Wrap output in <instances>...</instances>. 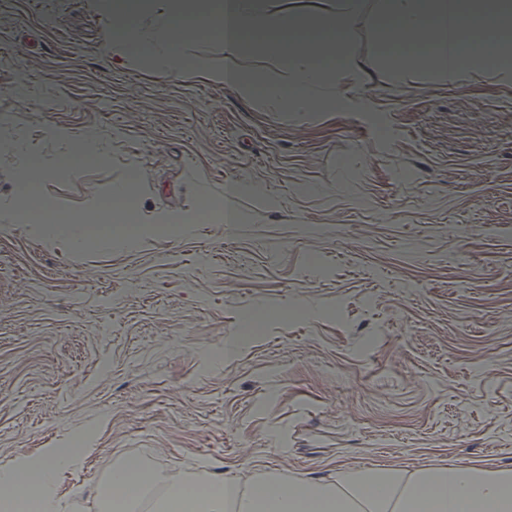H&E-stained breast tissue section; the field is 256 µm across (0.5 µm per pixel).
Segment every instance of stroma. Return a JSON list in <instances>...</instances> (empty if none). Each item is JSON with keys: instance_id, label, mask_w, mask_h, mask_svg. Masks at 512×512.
Returning a JSON list of instances; mask_svg holds the SVG:
<instances>
[{"instance_id": "1", "label": "stroma", "mask_w": 512, "mask_h": 512, "mask_svg": "<svg viewBox=\"0 0 512 512\" xmlns=\"http://www.w3.org/2000/svg\"><path fill=\"white\" fill-rule=\"evenodd\" d=\"M364 2L349 99L270 112L113 64L89 0H0L31 99L0 140L47 161L49 129L95 128L106 153L34 198L77 214L133 176L146 221L130 245L49 239L9 211L24 159L0 151V468L91 436L63 512H103L131 455L180 477L512 464V80L380 57ZM189 51L279 75L215 38ZM242 181L243 222L205 215L201 188ZM158 213L200 221L160 234Z\"/></svg>"}]
</instances>
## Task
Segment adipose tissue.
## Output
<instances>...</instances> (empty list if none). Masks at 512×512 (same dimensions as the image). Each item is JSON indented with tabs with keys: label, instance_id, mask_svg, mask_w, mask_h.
<instances>
[{
	"label": "adipose tissue",
	"instance_id": "1",
	"mask_svg": "<svg viewBox=\"0 0 512 512\" xmlns=\"http://www.w3.org/2000/svg\"><path fill=\"white\" fill-rule=\"evenodd\" d=\"M105 18L113 63L148 65L160 73L206 70L186 53L188 41L219 38L226 57L255 51L275 61L280 77L225 67L216 80L245 99L260 98L268 111L292 104L311 112L345 98L362 68L351 43L361 0H336L325 13L292 14L270 0H95ZM378 48L414 69H438L458 81L488 69L512 74V0H380ZM53 165L22 166L18 213L40 209L51 237L81 246L83 227L59 224L29 194ZM90 448H47L37 463L25 460L0 470V495L26 512H58L57 491L81 466ZM117 495L111 512H137L146 485H164L156 512H512V467L472 463L442 468L338 466L309 479L261 472L248 478L199 473L169 482L156 466L116 465L109 477Z\"/></svg>",
	"mask_w": 512,
	"mask_h": 512
}]
</instances>
